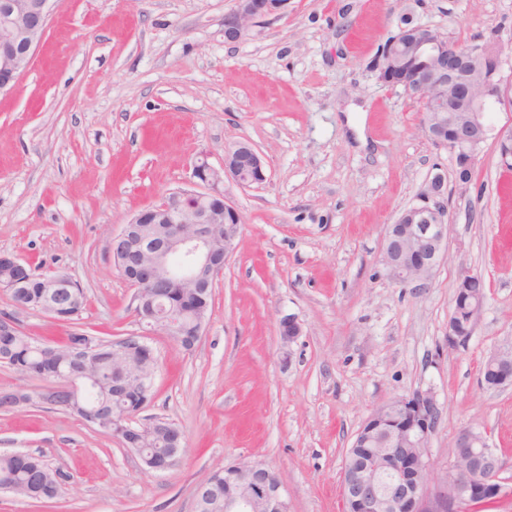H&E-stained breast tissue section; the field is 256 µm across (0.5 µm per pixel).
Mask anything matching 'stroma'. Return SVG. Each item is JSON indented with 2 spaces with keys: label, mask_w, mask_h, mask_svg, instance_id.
Segmentation results:
<instances>
[{
  "label": "stroma",
  "mask_w": 512,
  "mask_h": 512,
  "mask_svg": "<svg viewBox=\"0 0 512 512\" xmlns=\"http://www.w3.org/2000/svg\"><path fill=\"white\" fill-rule=\"evenodd\" d=\"M235 0H57L15 88L0 95V253L56 271L86 294L78 324L98 340L140 337L157 369L150 401L186 436L176 464L136 451L68 411L0 410V452H33L67 475L60 494L0 493V512H195V490L235 462L285 484L290 512H343L345 454L372 409L433 391L442 416L429 463L447 468L457 433L481 432L512 481V385L483 378L512 351V170L487 142L459 189L447 148L421 130V106L372 67L402 16L460 45L493 43L512 76V0H288L240 42L224 39ZM246 141L268 179L225 182L237 248L193 350L145 332L133 287L113 264V233L194 186L200 156L221 166ZM445 180L448 248L422 292L393 284L379 256L388 224ZM481 276L469 340L448 344L454 287ZM35 341L70 324L14 309ZM300 336L284 341L283 318Z\"/></svg>",
  "instance_id": "stroma-1"
}]
</instances>
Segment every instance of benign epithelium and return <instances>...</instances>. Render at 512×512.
Returning <instances> with one entry per match:
<instances>
[{"label": "benign epithelium", "instance_id": "benign-epithelium-1", "mask_svg": "<svg viewBox=\"0 0 512 512\" xmlns=\"http://www.w3.org/2000/svg\"><path fill=\"white\" fill-rule=\"evenodd\" d=\"M56 0H0V95L10 92L19 76L29 67L42 42ZM288 2L275 9L270 0H235V7L224 17V39L237 42L260 18L279 16ZM416 34L417 51L425 67L408 77L394 72L384 79L400 86L412 96L429 102L427 88L448 85V123L423 125L425 135L448 148L455 159L458 186L465 189L481 150L494 135L498 143L512 141V125L496 133L486 124L477 108L512 107V79L504 80L501 56L491 44L462 48L450 41L441 42L438 31L421 24H408L387 40L386 51L403 40L407 32ZM193 178L203 190L172 192L163 201L174 223L160 227L153 210L138 212L112 236V258L123 277L135 288V311L148 330L155 334L178 336L184 316L198 324L202 335L207 322L198 309L176 308L165 311L160 289L195 288L213 292L224 264L235 252L237 225H224L219 234L216 214H238L224 196V181L238 186L261 184L267 180L262 157L246 142L225 150L221 167L202 158L193 167ZM443 177L438 174L428 184L420 203L412 206L410 223L388 225L380 264L395 284L417 290L428 287L448 245V207L443 199ZM192 195L204 203L193 211L183 209L182 200ZM0 263L17 269L18 276L0 290L10 293L22 288L31 275L21 261L0 254ZM474 295L470 325H475L483 305L482 291L475 288L480 276L466 273L458 278ZM484 381L501 387L512 385V355L495 352L488 359ZM396 413L400 426L386 434L377 448H366L370 462L344 467L341 492L344 512H459L464 502L489 496H509L500 477L502 464L486 447L481 436L470 428L456 436L452 456L469 461L465 470L456 471L453 463L439 476H433L427 455L430 440L441 418V408L430 390L416 391L375 407L354 437V445L365 448L387 415ZM224 512H290L283 482L260 463L238 462L224 467Z\"/></svg>", "mask_w": 512, "mask_h": 512}]
</instances>
